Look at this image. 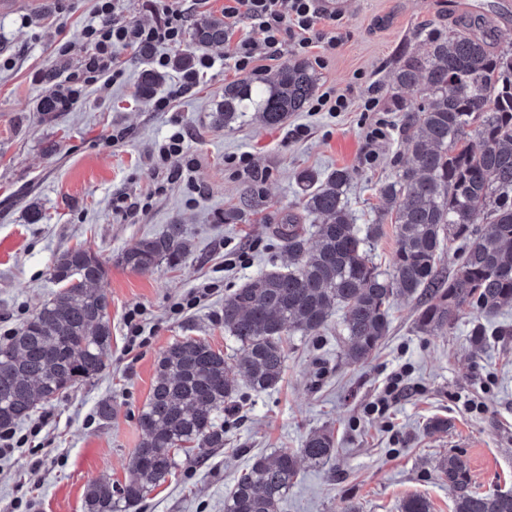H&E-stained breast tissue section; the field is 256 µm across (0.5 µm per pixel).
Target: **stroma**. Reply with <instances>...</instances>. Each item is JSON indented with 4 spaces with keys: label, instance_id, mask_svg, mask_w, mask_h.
Returning a JSON list of instances; mask_svg holds the SVG:
<instances>
[{
    "label": "stroma",
    "instance_id": "1",
    "mask_svg": "<svg viewBox=\"0 0 512 512\" xmlns=\"http://www.w3.org/2000/svg\"><path fill=\"white\" fill-rule=\"evenodd\" d=\"M502 0H343L340 21L325 27L338 37L335 50L311 48L317 92L348 97L350 112H296L281 127H266L252 116L228 130L214 115L224 86L241 79L220 45L195 48L213 65L193 81L172 109L155 111L154 100L137 86L142 69L136 49L121 51L122 81L103 88L82 86L62 111L38 112L49 91L43 75L54 69L68 84L82 64V33L96 20V0H14L0 10V337L12 335L57 286L50 277L56 256L67 249L92 248L108 267L112 347L105 370L95 379L49 404L38 405L15 427L25 434L44 421L45 447L0 457V512H83L87 483L110 478L125 482L128 461L142 431L145 405L157 362L176 339H205L225 356L240 346L224 330V298L260 272L282 267L276 234L285 210L299 206L295 175L336 168L352 174L349 208L359 226L379 223L371 246L381 271L388 272L397 249L396 228L377 194L409 161L398 100L420 94L398 89L394 70L408 55H422L433 36H447L463 21L498 49H512V9ZM72 44L62 53L63 44ZM376 98L375 112L363 111ZM387 137L367 146L374 118ZM185 134V156L195 160L193 185L169 182L153 150L174 130ZM373 149L374 161L365 158ZM248 154L252 175L224 166L230 155ZM259 196L244 207L243 193ZM124 197L123 208L112 204ZM43 213L29 219L30 206ZM242 218L225 223L224 215ZM179 224L191 245L178 266L133 272L118 256L139 240ZM207 281L218 290L198 308L174 316L173 302ZM146 311L152 329L148 346L126 349V314ZM418 301L397 300L391 327L377 354L363 364L342 362V311H335L319 335L288 338L280 384L257 393L239 388L237 414L224 417V445L193 466L149 488L138 512H224V497L253 456L300 447L310 431L332 429L338 449L325 468L302 467L280 512H343L348 502L362 512H398L403 498L426 497L432 512H452L453 494L436 471L448 453L468 462L475 487L512 489V309L492 319L496 334L472 355V316L462 313L454 329L424 335L416 331ZM405 371L406 388L388 412L368 408L387 378ZM111 414L102 417L101 405ZM447 417L444 433L425 424Z\"/></svg>",
    "mask_w": 512,
    "mask_h": 512
}]
</instances>
